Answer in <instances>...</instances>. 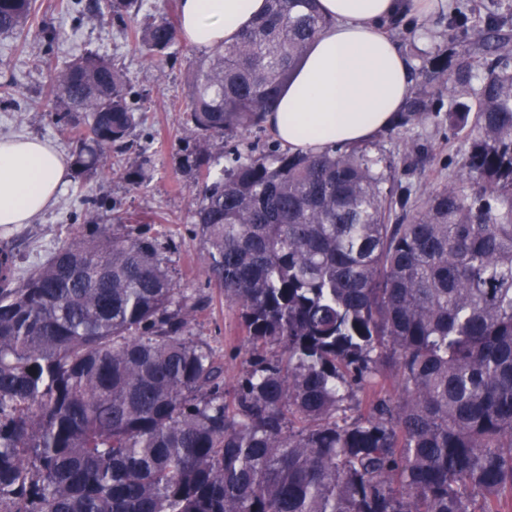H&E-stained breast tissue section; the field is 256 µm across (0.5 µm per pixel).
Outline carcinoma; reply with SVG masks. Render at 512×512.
<instances>
[{
  "mask_svg": "<svg viewBox=\"0 0 512 512\" xmlns=\"http://www.w3.org/2000/svg\"><path fill=\"white\" fill-rule=\"evenodd\" d=\"M190 73L179 108L206 273L235 314L245 367L191 334L205 301L158 237L92 225L16 275L0 253V512H507L512 507V0H455L401 125L448 105L469 142L465 193L423 199L367 148L290 153L213 142L265 117L328 25L317 0H266ZM123 12L159 54L179 40L146 0ZM35 0H0V33ZM78 177L112 173L145 119L123 71L88 50L51 79ZM136 189L146 151L122 169ZM396 377L398 393L388 390Z\"/></svg>",
  "mask_w": 512,
  "mask_h": 512,
  "instance_id": "cac0c4a2",
  "label": "carcinoma"
}]
</instances>
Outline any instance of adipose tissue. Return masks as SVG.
<instances>
[{"mask_svg":"<svg viewBox=\"0 0 512 512\" xmlns=\"http://www.w3.org/2000/svg\"><path fill=\"white\" fill-rule=\"evenodd\" d=\"M265 0H180L183 41L211 49L232 43ZM448 0H319L332 24L310 44L266 124L293 153L374 140L399 120L410 63L385 30L393 19L421 22ZM68 163L51 142L0 137V225L29 224L50 211L68 180Z\"/></svg>","mask_w":512,"mask_h":512,"instance_id":"1","label":"adipose tissue"}]
</instances>
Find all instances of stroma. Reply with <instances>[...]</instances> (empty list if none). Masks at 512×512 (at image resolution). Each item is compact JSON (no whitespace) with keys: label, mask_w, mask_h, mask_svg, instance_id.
I'll return each instance as SVG.
<instances>
[{"label":"stroma","mask_w":512,"mask_h":512,"mask_svg":"<svg viewBox=\"0 0 512 512\" xmlns=\"http://www.w3.org/2000/svg\"><path fill=\"white\" fill-rule=\"evenodd\" d=\"M67 0H36L33 33L0 34V136H31L49 140L64 156H71V139L59 132L50 96V74L84 50H95L122 68L134 107L148 119L138 128L134 147L146 150L154 179L145 189H134L120 174L100 179L70 177L56 206L34 223L0 226V250L19 256L18 271L47 259L62 239L84 232L89 219L160 232L174 280L190 294L205 296L209 305L192 326L223 359L229 374L244 365L238 353L240 337L233 312L224 304L201 264L204 245L192 232L198 195L187 158L196 140L182 122L179 110L187 96V78L202 58V50L181 43L158 57L135 46L130 21L99 18L69 10ZM412 140L423 149L422 158L406 155L403 143ZM398 166L402 184L412 195L429 193L448 178L458 177L465 164L468 142L449 137L445 113L434 112L416 125L394 127L368 144Z\"/></svg>","instance_id":"35a3bbf8"}]
</instances>
